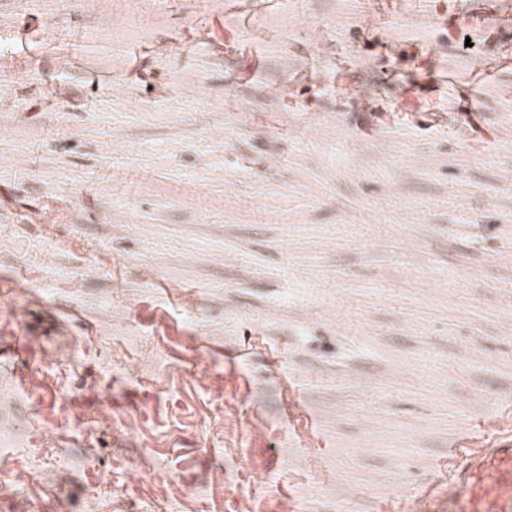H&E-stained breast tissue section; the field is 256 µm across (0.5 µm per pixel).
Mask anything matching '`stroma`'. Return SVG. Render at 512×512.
I'll return each instance as SVG.
<instances>
[{
	"label": "stroma",
	"mask_w": 512,
	"mask_h": 512,
	"mask_svg": "<svg viewBox=\"0 0 512 512\" xmlns=\"http://www.w3.org/2000/svg\"><path fill=\"white\" fill-rule=\"evenodd\" d=\"M0 363V512H446L512 436V0H0Z\"/></svg>",
	"instance_id": "35a3bbf8"
}]
</instances>
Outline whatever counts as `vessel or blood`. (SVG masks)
<instances>
[{
  "mask_svg": "<svg viewBox=\"0 0 512 512\" xmlns=\"http://www.w3.org/2000/svg\"><path fill=\"white\" fill-rule=\"evenodd\" d=\"M448 512H512V440L477 450L451 473Z\"/></svg>",
  "mask_w": 512,
  "mask_h": 512,
  "instance_id": "obj_1",
  "label": "vessel or blood"
}]
</instances>
